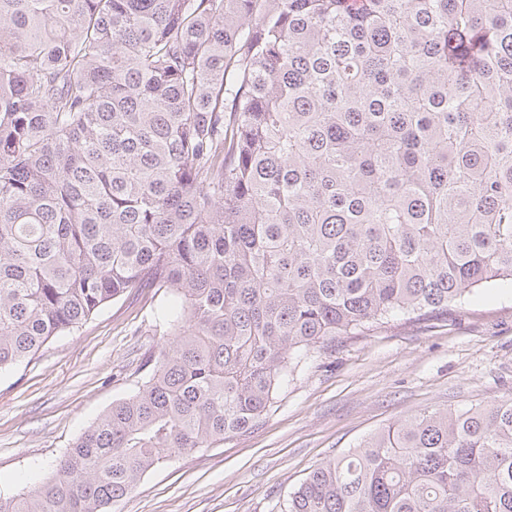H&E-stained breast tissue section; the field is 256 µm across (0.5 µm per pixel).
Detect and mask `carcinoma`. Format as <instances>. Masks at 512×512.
Here are the masks:
<instances>
[{
    "mask_svg": "<svg viewBox=\"0 0 512 512\" xmlns=\"http://www.w3.org/2000/svg\"><path fill=\"white\" fill-rule=\"evenodd\" d=\"M512 284V0H0V372L106 303L171 337L0 512H108L302 360ZM286 512H512V398L425 410Z\"/></svg>",
    "mask_w": 512,
    "mask_h": 512,
    "instance_id": "1",
    "label": "carcinoma"
}]
</instances>
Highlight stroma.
<instances>
[{
  "label": "stroma",
  "instance_id": "1",
  "mask_svg": "<svg viewBox=\"0 0 512 512\" xmlns=\"http://www.w3.org/2000/svg\"><path fill=\"white\" fill-rule=\"evenodd\" d=\"M162 302L124 295L0 374V496L49 476L112 403L138 391L142 360L166 342L154 321ZM510 397L512 286L504 284L443 315L336 338L302 362L258 426L158 465L112 512H281L315 465L388 422Z\"/></svg>",
  "mask_w": 512,
  "mask_h": 512
}]
</instances>
